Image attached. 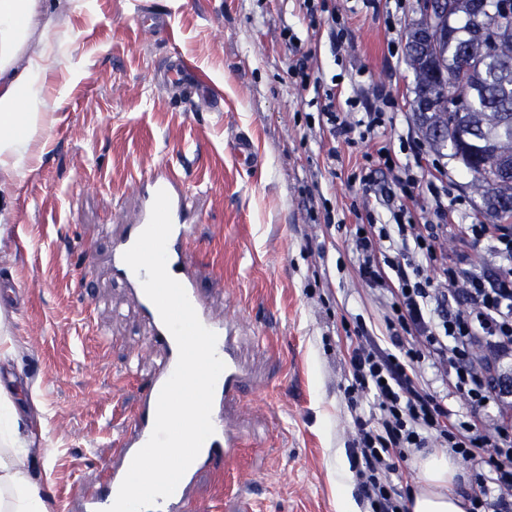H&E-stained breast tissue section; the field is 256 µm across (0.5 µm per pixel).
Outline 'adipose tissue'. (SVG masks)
<instances>
[{
  "label": "adipose tissue",
  "instance_id": "adipose-tissue-1",
  "mask_svg": "<svg viewBox=\"0 0 512 512\" xmlns=\"http://www.w3.org/2000/svg\"><path fill=\"white\" fill-rule=\"evenodd\" d=\"M70 0H0V224L11 223V190L46 148L42 134L59 107L47 76L69 56L58 21ZM13 397L0 393V512H48L47 470ZM410 512H466L453 489L457 465L440 451L418 461Z\"/></svg>",
  "mask_w": 512,
  "mask_h": 512
}]
</instances>
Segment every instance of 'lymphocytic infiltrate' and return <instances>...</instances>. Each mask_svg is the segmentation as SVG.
Wrapping results in <instances>:
<instances>
[{
    "label": "lymphocytic infiltrate",
    "mask_w": 512,
    "mask_h": 512,
    "mask_svg": "<svg viewBox=\"0 0 512 512\" xmlns=\"http://www.w3.org/2000/svg\"><path fill=\"white\" fill-rule=\"evenodd\" d=\"M282 38L294 51L293 83L324 93L318 113H306V121L325 119L330 132L363 141L378 137L383 109L396 107V100L383 97L359 118L338 112L334 89L309 65L312 50L293 27H284ZM410 151L401 164L384 147L365 156L360 182L367 224L324 217L326 228L350 241L353 270L386 308L377 330L360 315L343 324L352 339L343 394L354 426L356 488L367 512H407L411 490L394 484V475L416 455L443 448L468 466V512H512V385H495L487 373L491 364L512 361V225L459 227L490 240L493 276L449 264L440 246L448 235V175L439 164L431 177L418 176L423 147L415 143ZM378 160L399 167L395 185L402 194L417 187L430 195L435 222L418 223L403 204L389 208L387 221L373 219L391 196L377 181ZM452 297L463 298L465 308L449 311ZM452 397L467 412L450 409Z\"/></svg>",
    "instance_id": "1"
}]
</instances>
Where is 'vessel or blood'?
<instances>
[{"mask_svg":"<svg viewBox=\"0 0 512 512\" xmlns=\"http://www.w3.org/2000/svg\"><path fill=\"white\" fill-rule=\"evenodd\" d=\"M190 62L180 55L168 57L160 72L163 83L186 97L199 96L206 88L192 75ZM166 191L171 201L172 231L167 241V270L184 287L201 323L217 335L216 352L225 364L214 391L211 420L213 434L185 472L174 493L159 500L157 512H193L192 487L197 474L208 469H221L236 460L242 438L233 431L224 416L227 409L246 398L252 391L236 350L229 324L214 319L197 286L195 266L186 251L188 241L198 238L196 226L186 223L188 195L182 181L171 167L159 165L151 169L142 186L139 218L136 223L123 224L112 230L110 267L114 280L120 282L137 303L150 326V342L158 351L157 367L141 387L138 408L115 435V463L95 486L79 487L68 501V512H105L107 502L116 497L135 454L149 440L155 422L159 393L172 375L178 361L177 343L164 325L153 302L143 291L141 277L124 261V253L134 244L147 226L157 191Z\"/></svg>","mask_w":512,"mask_h":512,"instance_id":"b4317fda","label":"vessel or blood"}]
</instances>
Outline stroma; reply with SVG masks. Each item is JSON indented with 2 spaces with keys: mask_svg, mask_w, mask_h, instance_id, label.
Returning a JSON list of instances; mask_svg holds the SVG:
<instances>
[{
  "mask_svg": "<svg viewBox=\"0 0 512 512\" xmlns=\"http://www.w3.org/2000/svg\"><path fill=\"white\" fill-rule=\"evenodd\" d=\"M416 3L332 0L349 28L335 51L327 19L304 17L297 0H77L65 11L59 31L69 65L47 78L63 106L35 170L12 189L13 220L0 232V283L25 299H0L13 395L45 450L49 512H65L68 494L111 463L113 434L136 410L155 364L147 325L105 261V227L132 221L138 183L161 162L186 181L187 221L201 238L192 255L200 286L213 313L232 320L253 386L245 407L230 412L241 452L228 469L199 475L196 512H338L336 486L353 482L336 471L351 463L353 437L342 320L377 319L383 308L348 268L344 236L315 225L308 210L318 193L337 222L366 223V212L349 210L362 194L352 178L362 153L384 145L399 153L404 134L422 139L407 64ZM148 13L167 17L168 32L143 25ZM288 25L337 76V104L357 83L367 98H396L384 136L353 147L307 125L309 95L288 79ZM173 53L195 65L222 110L159 84ZM242 134L256 154L249 168L233 150ZM439 161L461 222L481 223L469 172L448 156ZM457 225L442 243L449 261L492 271L488 243Z\"/></svg>",
  "mask_w": 512,
  "mask_h": 512,
  "instance_id": "35a3bbf8",
  "label": "stroma"
}]
</instances>
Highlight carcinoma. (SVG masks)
Returning <instances> with one entry per match:
<instances>
[{
    "mask_svg": "<svg viewBox=\"0 0 512 512\" xmlns=\"http://www.w3.org/2000/svg\"><path fill=\"white\" fill-rule=\"evenodd\" d=\"M485 20L482 49L458 61ZM414 111L431 149L460 162L494 223H512V0H458L440 21L421 16L407 30ZM458 95L448 102L445 86Z\"/></svg>",
    "mask_w": 512,
    "mask_h": 512,
    "instance_id": "cac0c4a2",
    "label": "carcinoma"
}]
</instances>
